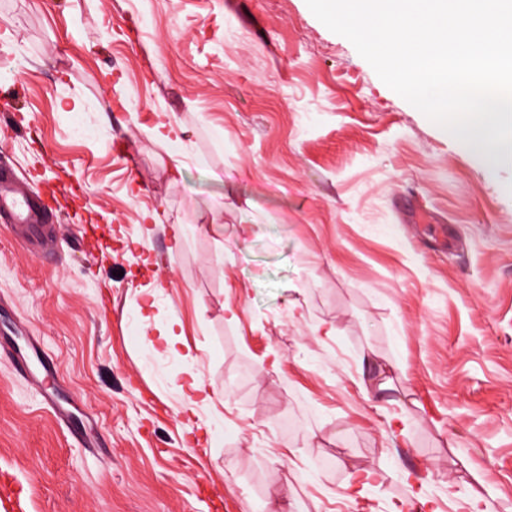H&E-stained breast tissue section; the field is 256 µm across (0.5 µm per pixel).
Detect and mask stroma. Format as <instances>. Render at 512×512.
Returning <instances> with one entry per match:
<instances>
[{
	"label": "stroma",
	"instance_id": "35a3bbf8",
	"mask_svg": "<svg viewBox=\"0 0 512 512\" xmlns=\"http://www.w3.org/2000/svg\"><path fill=\"white\" fill-rule=\"evenodd\" d=\"M0 162L56 215L41 260L0 230V341L86 435L0 354L26 512H512V167L306 0H0Z\"/></svg>",
	"mask_w": 512,
	"mask_h": 512
}]
</instances>
